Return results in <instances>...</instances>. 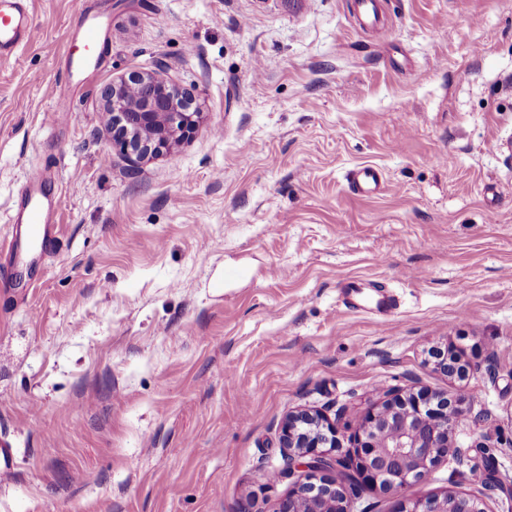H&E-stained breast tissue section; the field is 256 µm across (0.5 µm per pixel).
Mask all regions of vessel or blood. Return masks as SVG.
<instances>
[{"label": "vessel or blood", "mask_w": 512, "mask_h": 512, "mask_svg": "<svg viewBox=\"0 0 512 512\" xmlns=\"http://www.w3.org/2000/svg\"><path fill=\"white\" fill-rule=\"evenodd\" d=\"M106 26L105 18L99 14L85 15L75 35L76 50L69 56L65 71L68 79H76L97 63L96 49ZM35 34L23 0H0V49H10L30 41ZM48 179L45 169H31L21 183L18 194L25 200L24 222L11 244L13 253H20L22 245L41 247L49 242L54 233L52 216L39 197ZM353 183L365 195L377 192L381 186L380 172L371 166L354 171Z\"/></svg>", "instance_id": "1"}]
</instances>
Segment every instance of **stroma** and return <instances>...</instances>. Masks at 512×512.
Returning a JSON list of instances; mask_svg holds the SVG:
<instances>
[{"label":"stroma","mask_w":512,"mask_h":512,"mask_svg":"<svg viewBox=\"0 0 512 512\" xmlns=\"http://www.w3.org/2000/svg\"><path fill=\"white\" fill-rule=\"evenodd\" d=\"M28 12L35 38L0 59V244L35 166L57 234L0 285V512H276L305 408L336 423L354 512L447 493L512 512V0H379L372 24L355 0ZM85 12L107 20L100 63L69 86ZM160 62L202 118L133 164L100 90ZM361 165L380 195L352 190ZM449 344L466 379L430 356ZM419 390L487 412L454 431L468 461L396 493L358 479L365 410Z\"/></svg>","instance_id":"stroma-1"}]
</instances>
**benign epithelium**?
<instances>
[{
  "label": "benign epithelium",
  "instance_id": "benign-epithelium-1",
  "mask_svg": "<svg viewBox=\"0 0 512 512\" xmlns=\"http://www.w3.org/2000/svg\"><path fill=\"white\" fill-rule=\"evenodd\" d=\"M112 139L139 160L157 155L194 131L200 119L192 96L157 71L132 72L101 91ZM438 369L463 379L467 365L451 348L435 353ZM466 399L446 394H383L367 409L353 436L357 467L385 491L398 492L421 480L439 462L461 456L453 431L468 417ZM280 442L288 449L280 476L293 486L277 512H352L351 493L332 476L338 444L336 424L325 415L300 410L288 415ZM403 512H488L484 501L465 494L418 497Z\"/></svg>",
  "mask_w": 512,
  "mask_h": 512
}]
</instances>
